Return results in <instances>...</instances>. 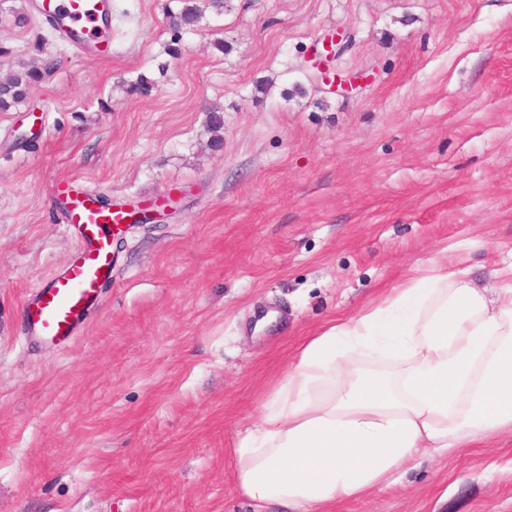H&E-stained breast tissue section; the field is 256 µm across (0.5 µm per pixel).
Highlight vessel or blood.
<instances>
[{
  "instance_id": "obj_1",
  "label": "vessel or blood",
  "mask_w": 512,
  "mask_h": 512,
  "mask_svg": "<svg viewBox=\"0 0 512 512\" xmlns=\"http://www.w3.org/2000/svg\"><path fill=\"white\" fill-rule=\"evenodd\" d=\"M34 12L73 51L82 53L91 45L107 51L103 21L112 13V0H36ZM54 201L64 223L75 228L78 248L64 270L27 301L25 318L29 333L63 341L75 335L102 286L111 281L112 233L132 213L121 204L100 207L93 192L71 179L57 182Z\"/></svg>"
}]
</instances>
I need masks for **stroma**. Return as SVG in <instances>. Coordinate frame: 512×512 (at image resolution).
<instances>
[{"mask_svg": "<svg viewBox=\"0 0 512 512\" xmlns=\"http://www.w3.org/2000/svg\"><path fill=\"white\" fill-rule=\"evenodd\" d=\"M113 0L110 56L0 0V512H254L232 450L299 344L420 275L512 251V0ZM197 6L194 27L176 16ZM353 90L318 83L313 46ZM178 186L71 339L24 305L76 241L52 188ZM325 512H512V436ZM57 66V59L47 57L34 61L26 68L16 71L0 84V111H8L12 107L26 101L31 88L41 81L42 77Z\"/></svg>", "mask_w": 512, "mask_h": 512, "instance_id": "35a3bbf8", "label": "stroma"}]
</instances>
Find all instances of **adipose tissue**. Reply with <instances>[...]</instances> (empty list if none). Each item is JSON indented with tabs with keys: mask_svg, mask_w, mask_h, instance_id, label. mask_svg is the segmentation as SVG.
<instances>
[{
	"mask_svg": "<svg viewBox=\"0 0 512 512\" xmlns=\"http://www.w3.org/2000/svg\"><path fill=\"white\" fill-rule=\"evenodd\" d=\"M467 274L432 266L301 343L234 449L256 512H321L396 484L420 456L512 434V253L492 286Z\"/></svg>",
	"mask_w": 512,
	"mask_h": 512,
	"instance_id": "ef3b65f1",
	"label": "adipose tissue"
}]
</instances>
